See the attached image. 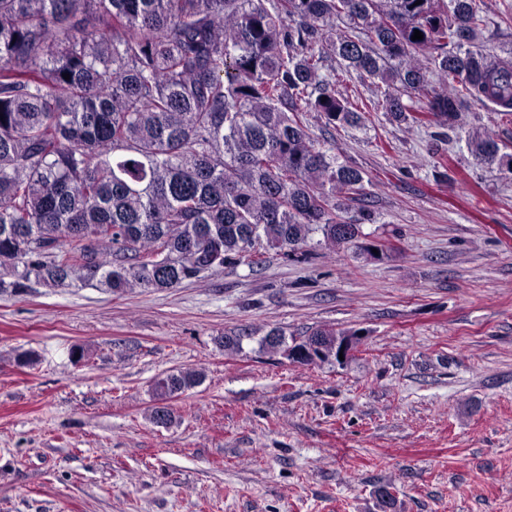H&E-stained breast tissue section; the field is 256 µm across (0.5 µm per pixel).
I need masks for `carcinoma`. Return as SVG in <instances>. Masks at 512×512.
<instances>
[{"label": "carcinoma", "mask_w": 512, "mask_h": 512, "mask_svg": "<svg viewBox=\"0 0 512 512\" xmlns=\"http://www.w3.org/2000/svg\"><path fill=\"white\" fill-rule=\"evenodd\" d=\"M486 25L484 0H0V290L163 291L267 249L305 260L318 233L355 244L366 173L313 115L463 129L512 171L495 131L464 129L472 103L512 122V56L470 49ZM354 77L369 96L336 90ZM344 335L294 347L327 362ZM261 343L288 351L276 329Z\"/></svg>", "instance_id": "carcinoma-1"}]
</instances>
